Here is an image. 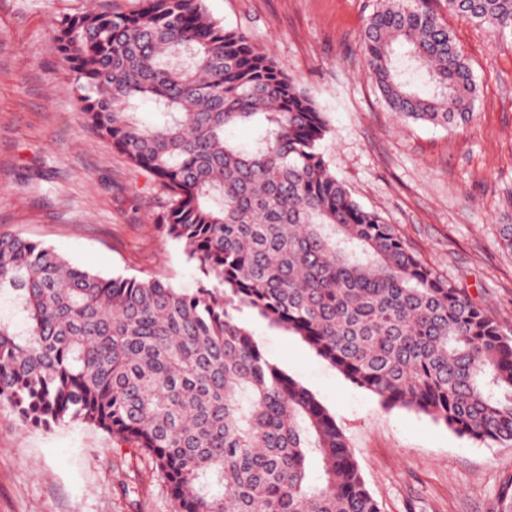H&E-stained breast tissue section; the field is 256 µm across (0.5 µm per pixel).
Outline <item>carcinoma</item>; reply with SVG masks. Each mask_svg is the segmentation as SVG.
<instances>
[{"label":"carcinoma","mask_w":512,"mask_h":512,"mask_svg":"<svg viewBox=\"0 0 512 512\" xmlns=\"http://www.w3.org/2000/svg\"><path fill=\"white\" fill-rule=\"evenodd\" d=\"M446 5L512 34V0ZM51 35L87 124L166 191L155 230L204 280L107 277L1 234L0 405L22 425L80 422L137 449L172 512H381L335 418L260 349L247 308L383 406L512 445V326L352 198L321 150L325 113L265 48L205 0L94 4ZM362 47L399 118L473 120V72L437 13L381 0ZM242 124L248 146L230 136Z\"/></svg>","instance_id":"obj_1"}]
</instances>
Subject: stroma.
Returning a JSON list of instances; mask_svg holds the SVG:
<instances>
[{
	"mask_svg": "<svg viewBox=\"0 0 512 512\" xmlns=\"http://www.w3.org/2000/svg\"><path fill=\"white\" fill-rule=\"evenodd\" d=\"M468 58L475 116L463 129L405 122L382 99L361 47L380 0H206L248 33L326 112L322 150L364 208L395 225L422 260L512 324V35L427 0ZM88 0H0V235L19 233L107 275L192 291L201 273L151 225L166 192L87 126L50 27ZM265 354L343 430L382 512H496L512 446L458 436L430 416L385 408L300 337L252 311ZM0 512H171L143 454L92 426L44 432L0 407Z\"/></svg>",
	"mask_w": 512,
	"mask_h": 512,
	"instance_id": "35a3bbf8",
	"label": "stroma"
}]
</instances>
